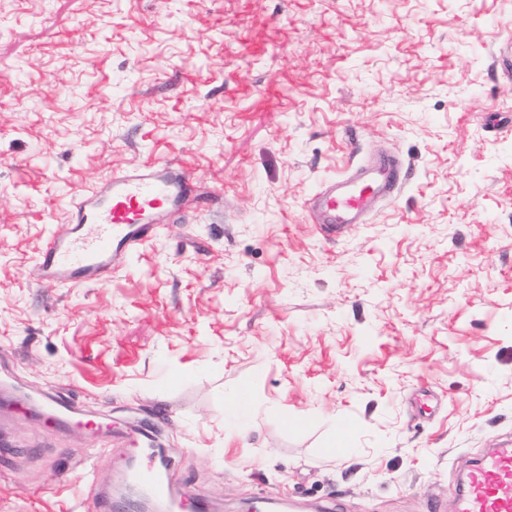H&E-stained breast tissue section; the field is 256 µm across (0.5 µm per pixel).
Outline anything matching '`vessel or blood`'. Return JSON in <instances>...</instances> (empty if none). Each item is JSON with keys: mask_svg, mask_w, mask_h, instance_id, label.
I'll use <instances>...</instances> for the list:
<instances>
[{"mask_svg": "<svg viewBox=\"0 0 512 512\" xmlns=\"http://www.w3.org/2000/svg\"><path fill=\"white\" fill-rule=\"evenodd\" d=\"M396 187L389 165L382 162L337 178L316 200L322 232L333 236L343 225L359 223L372 198ZM186 198V179L171 167L148 165L114 174L104 190L74 198L70 233L46 241L38 269L43 277L65 283L98 281L152 240L159 216L180 208ZM164 468V462L149 457L132 477L168 504L176 495ZM454 512H512L511 447L486 449L475 460L460 481Z\"/></svg>", "mask_w": 512, "mask_h": 512, "instance_id": "b4317fda", "label": "vessel or blood"}]
</instances>
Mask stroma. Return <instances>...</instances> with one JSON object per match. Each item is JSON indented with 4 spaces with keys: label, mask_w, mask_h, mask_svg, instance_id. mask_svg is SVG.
Instances as JSON below:
<instances>
[{
    "label": "stroma",
    "mask_w": 512,
    "mask_h": 512,
    "mask_svg": "<svg viewBox=\"0 0 512 512\" xmlns=\"http://www.w3.org/2000/svg\"><path fill=\"white\" fill-rule=\"evenodd\" d=\"M511 37L512 0H0V383L112 428L107 460L1 412L0 512H94L79 463L113 487L144 431L214 512H453L512 444ZM383 158L397 192L323 235L311 197ZM154 162L190 172L156 237L42 279L73 196ZM253 402L248 390H241L224 409V426L229 436L244 438L250 430Z\"/></svg>",
    "instance_id": "1"
}]
</instances>
